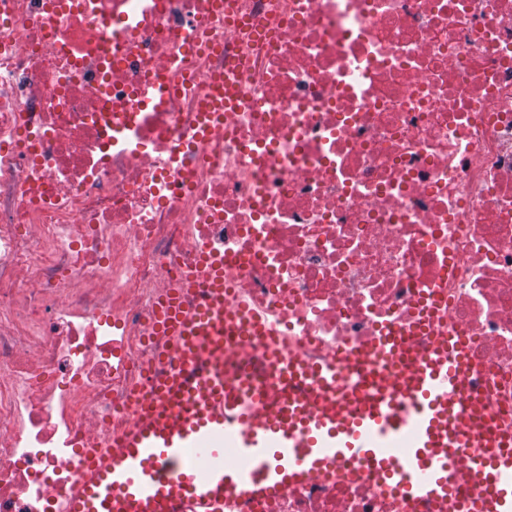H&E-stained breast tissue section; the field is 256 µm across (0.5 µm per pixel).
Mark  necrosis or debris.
<instances>
[{"label":"necrosis or debris","mask_w":512,"mask_h":512,"mask_svg":"<svg viewBox=\"0 0 512 512\" xmlns=\"http://www.w3.org/2000/svg\"><path fill=\"white\" fill-rule=\"evenodd\" d=\"M214 2L0 0V512L126 430L204 254L344 380L438 308L512 428V0ZM224 512L418 510L341 462Z\"/></svg>","instance_id":"4bbe7bcc"}]
</instances>
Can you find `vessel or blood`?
I'll return each instance as SVG.
<instances>
[{
	"label": "vessel or blood",
	"mask_w": 512,
	"mask_h": 512,
	"mask_svg": "<svg viewBox=\"0 0 512 512\" xmlns=\"http://www.w3.org/2000/svg\"><path fill=\"white\" fill-rule=\"evenodd\" d=\"M162 334L171 359L138 407L118 455L89 453L65 512H224V495L274 493L348 460L393 482L411 503L454 512L448 470L477 453L466 512H512V432L480 393L461 349L398 335L363 355L345 388L334 368L284 359L244 311L224 306V272L202 268L168 291ZM242 336L262 340L269 385L230 379L224 360ZM232 444L237 464L224 462Z\"/></svg>",
	"instance_id": "obj_1"
}]
</instances>
